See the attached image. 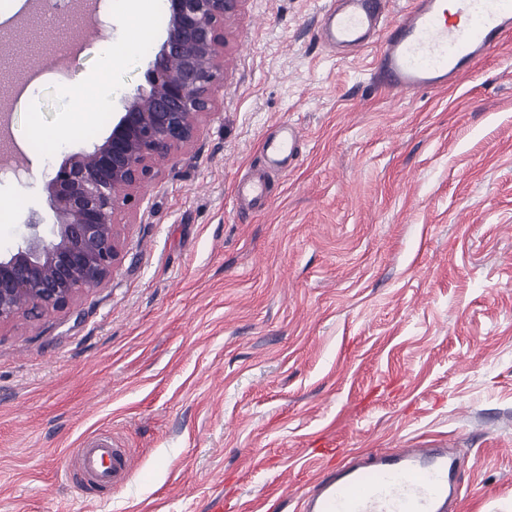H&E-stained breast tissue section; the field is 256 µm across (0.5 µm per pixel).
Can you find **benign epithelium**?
<instances>
[{
  "mask_svg": "<svg viewBox=\"0 0 512 512\" xmlns=\"http://www.w3.org/2000/svg\"><path fill=\"white\" fill-rule=\"evenodd\" d=\"M242 0H168L166 36L147 72L149 89L121 100L112 133L93 150L73 154L48 183L55 213L51 237L33 230L0 259V325L71 305L112 276L117 216L160 162L188 154L213 90L224 82V25Z\"/></svg>",
  "mask_w": 512,
  "mask_h": 512,
  "instance_id": "7a95c632",
  "label": "benign epithelium"
}]
</instances>
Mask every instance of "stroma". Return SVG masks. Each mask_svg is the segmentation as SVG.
<instances>
[{
  "label": "stroma",
  "instance_id": "stroma-1",
  "mask_svg": "<svg viewBox=\"0 0 512 512\" xmlns=\"http://www.w3.org/2000/svg\"><path fill=\"white\" fill-rule=\"evenodd\" d=\"M325 0H242L226 27L216 115L186 159L158 164L121 215L111 278L67 309L0 326V512H293L291 497L348 453L431 445L461 460L454 512H512V43L436 92L373 85L375 47L340 58L317 38ZM110 0L66 69L41 49L10 66L25 155L0 178L15 218L111 133L147 88L168 24L124 51ZM116 105L57 150L74 83L108 51ZM299 127L265 210L234 187L261 142ZM99 431L130 455L118 485L75 484Z\"/></svg>",
  "mask_w": 512,
  "mask_h": 512
}]
</instances>
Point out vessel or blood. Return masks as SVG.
I'll return each mask as SVG.
<instances>
[{"label":"vessel or blood","instance_id":"obj_1","mask_svg":"<svg viewBox=\"0 0 512 512\" xmlns=\"http://www.w3.org/2000/svg\"><path fill=\"white\" fill-rule=\"evenodd\" d=\"M388 0H329L321 9L317 35L341 49L377 46L372 77L396 92L435 91L474 71L491 50L512 41V0H412L392 19ZM299 132L284 125L280 137L265 138L269 167L298 159ZM78 471L101 485H114L130 459L108 433L87 438L75 458ZM458 464L447 449L401 448L372 452L321 477L297 501L298 512H447L458 496Z\"/></svg>","mask_w":512,"mask_h":512}]
</instances>
